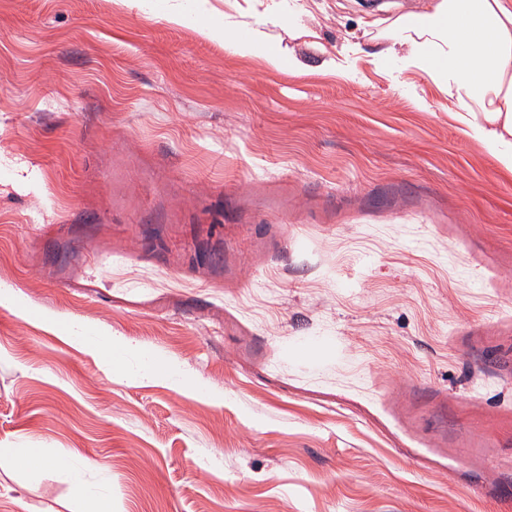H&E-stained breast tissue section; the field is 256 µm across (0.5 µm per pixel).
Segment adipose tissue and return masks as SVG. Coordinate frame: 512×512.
Wrapping results in <instances>:
<instances>
[{"mask_svg":"<svg viewBox=\"0 0 512 512\" xmlns=\"http://www.w3.org/2000/svg\"><path fill=\"white\" fill-rule=\"evenodd\" d=\"M378 59L432 72L460 111L479 108L469 134L512 171V0H433L430 10L395 20Z\"/></svg>","mask_w":512,"mask_h":512,"instance_id":"1","label":"adipose tissue"}]
</instances>
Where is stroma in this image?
Wrapping results in <instances>:
<instances>
[{"mask_svg": "<svg viewBox=\"0 0 512 512\" xmlns=\"http://www.w3.org/2000/svg\"><path fill=\"white\" fill-rule=\"evenodd\" d=\"M402 15L0 0V512H512V173Z\"/></svg>", "mask_w": 512, "mask_h": 512, "instance_id": "obj_1", "label": "stroma"}]
</instances>
